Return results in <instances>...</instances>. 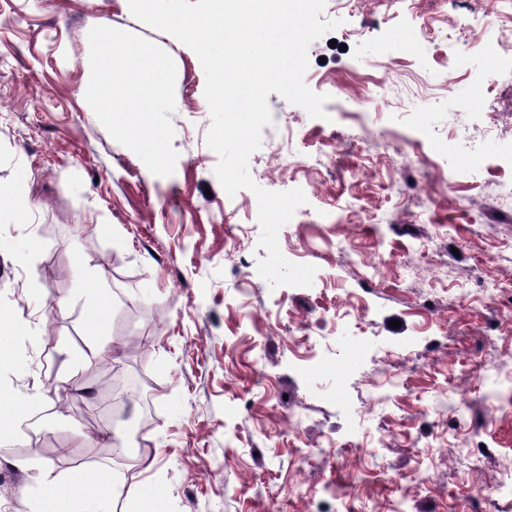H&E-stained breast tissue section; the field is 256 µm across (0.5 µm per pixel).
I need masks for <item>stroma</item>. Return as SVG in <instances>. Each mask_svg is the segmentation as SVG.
<instances>
[{
  "label": "stroma",
  "mask_w": 512,
  "mask_h": 512,
  "mask_svg": "<svg viewBox=\"0 0 512 512\" xmlns=\"http://www.w3.org/2000/svg\"><path fill=\"white\" fill-rule=\"evenodd\" d=\"M322 17L340 25L305 82L326 119L270 94L249 160L307 197L278 242L313 282L273 289L254 194L213 173L197 55L128 0H0V512H33L41 465L64 497L116 483L112 512L141 488L153 512H497L471 490L512 470V209L464 174L512 173V65L480 50L512 40V14L326 0ZM110 37L161 71L122 64L104 93ZM286 136L330 165H291ZM142 377L152 418L134 402L113 423V382ZM13 395L34 396L29 425Z\"/></svg>",
  "instance_id": "1"
}]
</instances>
